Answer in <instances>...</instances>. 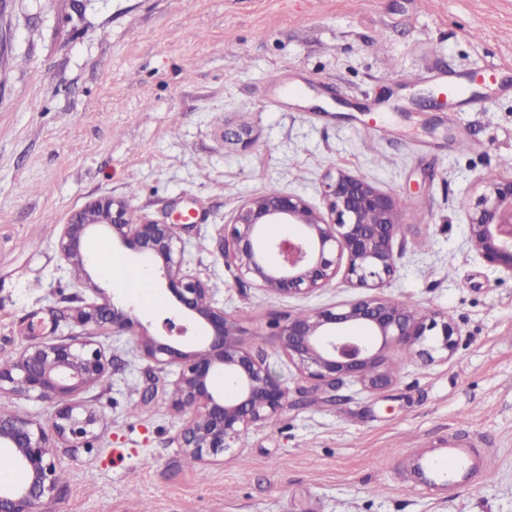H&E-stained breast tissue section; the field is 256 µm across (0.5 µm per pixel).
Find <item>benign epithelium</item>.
Listing matches in <instances>:
<instances>
[{
  "label": "benign epithelium",
  "instance_id": "benign-epithelium-1",
  "mask_svg": "<svg viewBox=\"0 0 512 512\" xmlns=\"http://www.w3.org/2000/svg\"><path fill=\"white\" fill-rule=\"evenodd\" d=\"M326 212L304 198L268 192L247 200L230 222L224 240V263L235 265L254 284L272 294L288 295L326 287L346 266L347 278L375 289L395 270L394 240L401 229L399 199L364 176L338 169L325 176ZM272 224L283 226L265 235ZM468 238L487 263L512 269V177L491 179L478 187L468 211ZM107 235L121 246L153 261L154 279L179 304L178 314L198 332L197 350L187 354L174 346L187 328L173 321L165 336H140L144 357L159 364L180 363L170 393L171 406L195 409L179 433L183 452L199 462L224 453L228 443L253 425L272 420L284 405L286 388L266 362L239 346L230 314L212 304L203 280L183 271L184 246L178 225L127 217L124 202L100 198L63 225L58 240L62 259L85 267L84 241ZM110 325L134 332L139 321L133 308L105 301L56 312L55 323ZM281 350L308 380L333 385L350 378L371 388L390 378L378 370L377 346L417 348L433 359L435 352L455 349L457 328L434 310H418L379 295H367L339 307L271 324ZM110 362L101 345L68 336L26 347L10 364L0 365V392L12 391L55 405L51 428L65 441L89 444L101 419L77 400L86 387L102 381ZM0 447L24 474L18 484L0 485V512H41L54 493L58 464L44 427L30 418L0 413Z\"/></svg>",
  "mask_w": 512,
  "mask_h": 512
}]
</instances>
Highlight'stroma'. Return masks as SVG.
I'll use <instances>...</instances> for the list:
<instances>
[{
    "label": "stroma",
    "mask_w": 512,
    "mask_h": 512,
    "mask_svg": "<svg viewBox=\"0 0 512 512\" xmlns=\"http://www.w3.org/2000/svg\"><path fill=\"white\" fill-rule=\"evenodd\" d=\"M496 68L502 80H482ZM470 104L426 106L438 77ZM245 128L228 140L225 128ZM358 173L402 201L396 268L381 296L432 309L458 331L452 354L380 353L391 384L305 380L270 327L362 297L345 275L273 295L222 255L250 197L323 207L327 173ZM512 176V0H0V359L55 336L99 341L107 378L80 398L102 418L86 448L51 445L63 475L45 512H512V271L471 247L480 181ZM110 197L178 223L186 273L207 282L288 390L273 421L198 462L170 404L178 366L137 338L53 325L92 297L134 306L160 334L177 303L145 261L103 236L125 285L60 258L63 224ZM466 430L493 458L455 496L413 485L412 456Z\"/></svg>",
    "instance_id": "1"
}]
</instances>
